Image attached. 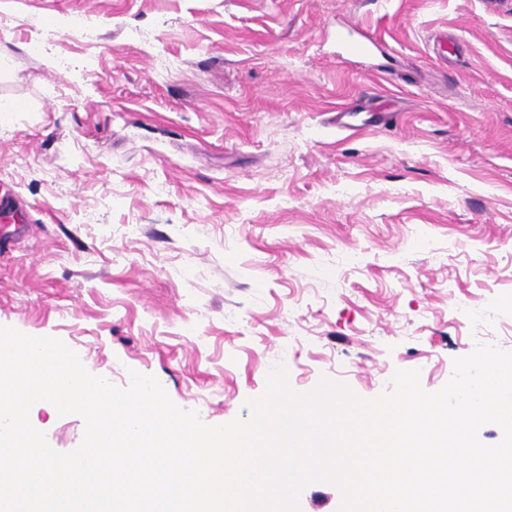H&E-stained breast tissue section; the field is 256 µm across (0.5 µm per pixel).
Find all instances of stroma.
Masks as SVG:
<instances>
[{
  "instance_id": "1",
  "label": "stroma",
  "mask_w": 512,
  "mask_h": 512,
  "mask_svg": "<svg viewBox=\"0 0 512 512\" xmlns=\"http://www.w3.org/2000/svg\"><path fill=\"white\" fill-rule=\"evenodd\" d=\"M0 0V326L218 425L512 351V0ZM51 21V33L30 25ZM356 25L387 74L336 58ZM390 113L342 131L345 105ZM467 305L485 319L461 321ZM51 447L84 421L34 405Z\"/></svg>"
}]
</instances>
